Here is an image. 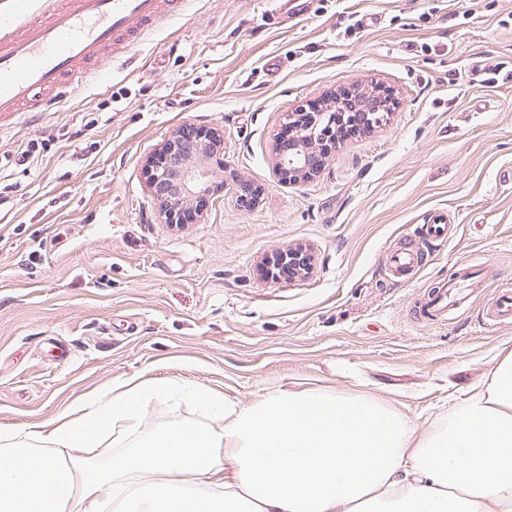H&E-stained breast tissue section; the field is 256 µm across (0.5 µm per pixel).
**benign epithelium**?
<instances>
[{"instance_id":"7a95c632","label":"benign epithelium","mask_w":512,"mask_h":512,"mask_svg":"<svg viewBox=\"0 0 512 512\" xmlns=\"http://www.w3.org/2000/svg\"><path fill=\"white\" fill-rule=\"evenodd\" d=\"M378 93V100L364 102L356 112L336 114L307 107L288 114L280 136L286 144L278 152L281 171L288 175V181L298 184L320 174L336 149V117H341L345 127L360 134L397 108L395 91L383 87ZM223 139L224 131L217 127H186L166 139L148 160L149 183L165 223L176 226L186 223L187 205L221 193L211 181L207 164L214 154L220 153ZM258 194L253 185L237 186V205L249 209ZM267 264L271 276L294 280L310 272L312 259L306 249L288 247L272 253Z\"/></svg>"}]
</instances>
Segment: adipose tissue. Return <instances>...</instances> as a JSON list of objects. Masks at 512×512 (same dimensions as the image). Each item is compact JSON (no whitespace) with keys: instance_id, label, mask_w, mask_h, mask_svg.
I'll list each match as a JSON object with an SVG mask.
<instances>
[{"instance_id":"obj_1","label":"adipose tissue","mask_w":512,"mask_h":512,"mask_svg":"<svg viewBox=\"0 0 512 512\" xmlns=\"http://www.w3.org/2000/svg\"><path fill=\"white\" fill-rule=\"evenodd\" d=\"M155 400L198 413L159 422ZM0 512H512V352L422 426L331 388L117 379L50 429L0 428Z\"/></svg>"}]
</instances>
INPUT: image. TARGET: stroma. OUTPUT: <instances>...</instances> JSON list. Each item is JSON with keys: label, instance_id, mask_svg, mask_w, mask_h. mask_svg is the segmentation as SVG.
I'll return each mask as SVG.
<instances>
[{"label": "stroma", "instance_id": "35a3bbf8", "mask_svg": "<svg viewBox=\"0 0 512 512\" xmlns=\"http://www.w3.org/2000/svg\"><path fill=\"white\" fill-rule=\"evenodd\" d=\"M191 0L187 16L0 118V425L43 426L118 378L182 376L248 403L331 387L429 422L512 352L486 317L512 291V0ZM282 61L277 74L266 64ZM399 107L313 180L282 175L285 116L347 84ZM224 130L226 184L197 223L164 224L144 173L186 125ZM42 149L18 164L31 142ZM263 193L239 209L232 186ZM448 211L409 280L385 269L410 225ZM302 246L312 274L263 261ZM477 262L492 274L447 322L421 298Z\"/></svg>", "mask_w": 512, "mask_h": 512}]
</instances>
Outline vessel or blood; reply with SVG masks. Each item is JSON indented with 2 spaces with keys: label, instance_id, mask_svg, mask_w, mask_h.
<instances>
[{
  "label": "vessel or blood",
  "instance_id": "b4317fda",
  "mask_svg": "<svg viewBox=\"0 0 512 512\" xmlns=\"http://www.w3.org/2000/svg\"><path fill=\"white\" fill-rule=\"evenodd\" d=\"M189 0H52L46 16L0 14V114L42 112L45 90L82 83L108 56L134 55L145 33L185 14ZM452 225L445 214H431L414 233L424 241L447 239ZM419 250L392 254L393 273L404 275L422 263ZM481 269L462 268L447 286L432 292L420 318L445 322L466 299ZM490 321L512 324V293L503 292L487 312Z\"/></svg>",
  "mask_w": 512,
  "mask_h": 512
}]
</instances>
